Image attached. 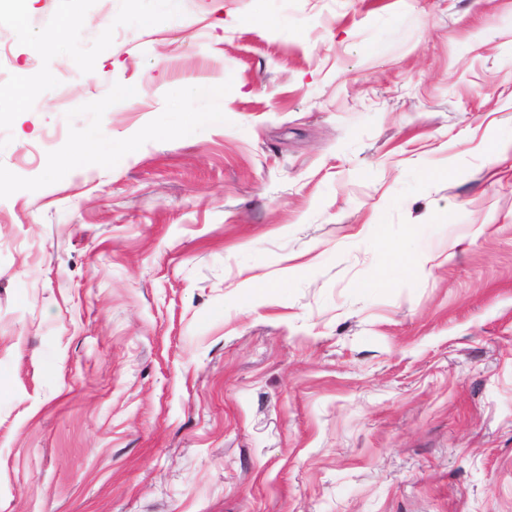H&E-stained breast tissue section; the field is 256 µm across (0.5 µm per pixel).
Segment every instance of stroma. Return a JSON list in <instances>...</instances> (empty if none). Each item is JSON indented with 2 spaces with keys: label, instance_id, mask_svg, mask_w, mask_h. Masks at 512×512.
<instances>
[{
  "label": "stroma",
  "instance_id": "35a3bbf8",
  "mask_svg": "<svg viewBox=\"0 0 512 512\" xmlns=\"http://www.w3.org/2000/svg\"><path fill=\"white\" fill-rule=\"evenodd\" d=\"M15 7L0 512H512V0ZM130 147L131 145L128 143H113L106 146L96 134L91 133L77 145V152L95 156H111L112 152H124L130 149Z\"/></svg>",
  "mask_w": 512,
  "mask_h": 512
}]
</instances>
